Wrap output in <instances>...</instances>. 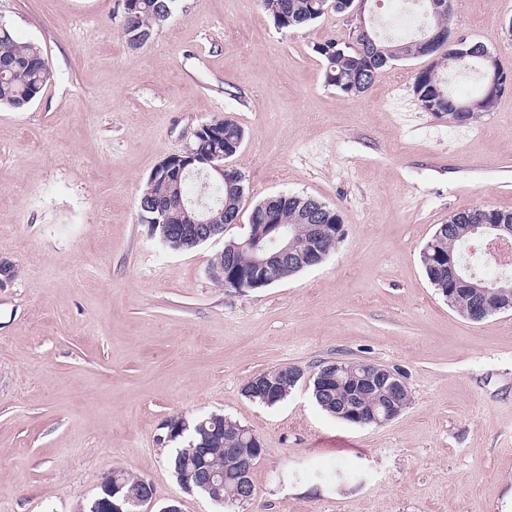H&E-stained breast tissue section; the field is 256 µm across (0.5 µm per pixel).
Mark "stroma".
Masks as SVG:
<instances>
[{
    "mask_svg": "<svg viewBox=\"0 0 512 512\" xmlns=\"http://www.w3.org/2000/svg\"><path fill=\"white\" fill-rule=\"evenodd\" d=\"M0 20L50 67L28 108L0 107V512H77L115 470L151 482L146 512H224L157 441L165 418L209 413L263 448L236 512H512V311L461 317L420 262L456 210H512V88L458 128L417 107L428 56L344 94L313 46L355 17L285 30L258 0H179L140 49L119 0H0ZM449 26L512 76V0H452ZM224 116L245 131L244 211L290 192L344 225L320 265L246 292L208 274L223 240L175 252L138 218L154 168ZM329 361L401 371L407 406L360 426L307 378L273 407L242 393Z\"/></svg>",
    "mask_w": 512,
    "mask_h": 512,
    "instance_id": "1",
    "label": "stroma"
}]
</instances>
